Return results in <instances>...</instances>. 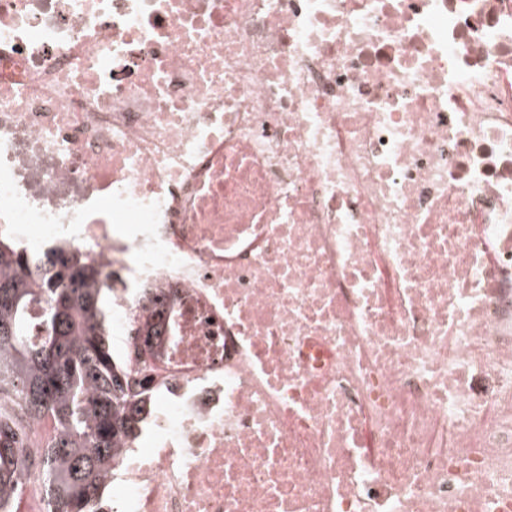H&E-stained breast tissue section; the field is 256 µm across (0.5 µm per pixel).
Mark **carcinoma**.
Masks as SVG:
<instances>
[{"label":"carcinoma","mask_w":512,"mask_h":512,"mask_svg":"<svg viewBox=\"0 0 512 512\" xmlns=\"http://www.w3.org/2000/svg\"><path fill=\"white\" fill-rule=\"evenodd\" d=\"M32 259L0 236V390L33 421L49 420L42 453L48 512H87L112 473L116 448L139 431L145 401L112 353L102 273L80 251ZM18 425L0 418V512L23 475Z\"/></svg>","instance_id":"1"}]
</instances>
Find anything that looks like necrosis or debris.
<instances>
[{"label":"necrosis or debris","mask_w":512,"mask_h":512,"mask_svg":"<svg viewBox=\"0 0 512 512\" xmlns=\"http://www.w3.org/2000/svg\"><path fill=\"white\" fill-rule=\"evenodd\" d=\"M0 233L153 393L90 512H512V0H0Z\"/></svg>","instance_id":"obj_1"}]
</instances>
